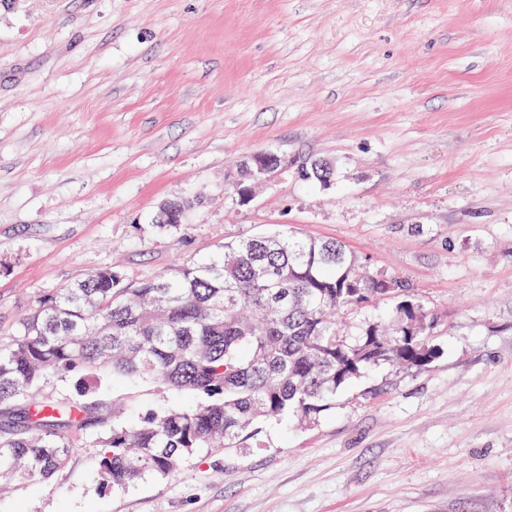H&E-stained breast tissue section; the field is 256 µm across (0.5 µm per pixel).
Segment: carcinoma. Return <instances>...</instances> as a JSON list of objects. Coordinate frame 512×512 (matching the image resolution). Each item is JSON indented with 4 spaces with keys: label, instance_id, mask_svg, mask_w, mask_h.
Masks as SVG:
<instances>
[{
    "label": "carcinoma",
    "instance_id": "carcinoma-1",
    "mask_svg": "<svg viewBox=\"0 0 512 512\" xmlns=\"http://www.w3.org/2000/svg\"><path fill=\"white\" fill-rule=\"evenodd\" d=\"M300 175L326 185L334 172L313 161ZM388 298L392 332L377 321L355 336L336 329V314ZM433 321L405 281L288 228L226 241L156 279L100 270L34 297L0 337V480L50 478L74 449L60 422L88 425L86 407L39 398L51 378L94 374L173 397L141 417L112 402L97 460L98 486L111 491L171 479L193 456L237 447L261 420L315 419L375 367L429 364Z\"/></svg>",
    "mask_w": 512,
    "mask_h": 512
}]
</instances>
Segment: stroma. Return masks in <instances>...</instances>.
Wrapping results in <instances>:
<instances>
[{
  "label": "stroma",
  "instance_id": "stroma-1",
  "mask_svg": "<svg viewBox=\"0 0 512 512\" xmlns=\"http://www.w3.org/2000/svg\"><path fill=\"white\" fill-rule=\"evenodd\" d=\"M266 150L288 166L240 202L226 177ZM312 159L330 185L299 179ZM286 226L406 280L439 357L124 491L68 427L66 466L0 512H512V0H0L1 333L98 270ZM116 391L167 402L91 400Z\"/></svg>",
  "mask_w": 512,
  "mask_h": 512
}]
</instances>
